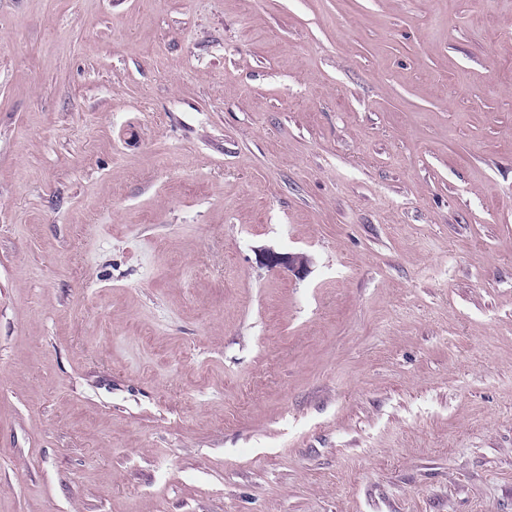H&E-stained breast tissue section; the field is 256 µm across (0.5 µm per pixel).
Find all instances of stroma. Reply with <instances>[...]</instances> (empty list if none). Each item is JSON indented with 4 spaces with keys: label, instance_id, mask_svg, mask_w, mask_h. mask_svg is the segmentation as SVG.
Instances as JSON below:
<instances>
[{
    "label": "stroma",
    "instance_id": "stroma-1",
    "mask_svg": "<svg viewBox=\"0 0 512 512\" xmlns=\"http://www.w3.org/2000/svg\"><path fill=\"white\" fill-rule=\"evenodd\" d=\"M0 512H512V0H0ZM267 263L271 268H283L296 275H302L307 271L310 258L304 253L271 252L267 256Z\"/></svg>",
    "mask_w": 512,
    "mask_h": 512
}]
</instances>
